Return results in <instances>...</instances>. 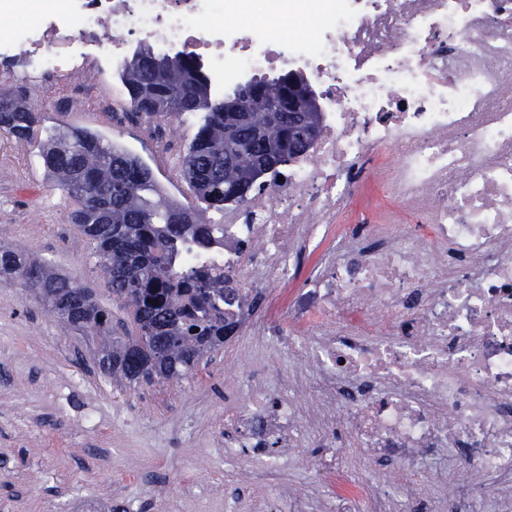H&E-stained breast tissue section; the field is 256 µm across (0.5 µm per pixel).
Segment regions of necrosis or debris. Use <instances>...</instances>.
Returning <instances> with one entry per match:
<instances>
[{
	"mask_svg": "<svg viewBox=\"0 0 512 512\" xmlns=\"http://www.w3.org/2000/svg\"><path fill=\"white\" fill-rule=\"evenodd\" d=\"M3 21L0 61L42 77L144 46L217 83L304 77L314 143L174 258L219 291L251 364L224 455L272 478L282 449L316 444L325 512H453L493 482L512 503V0H0ZM289 286L283 321L262 301ZM272 341L294 394L268 386ZM347 446L402 479L348 478ZM440 458L432 494L419 467Z\"/></svg>",
	"mask_w": 512,
	"mask_h": 512,
	"instance_id": "necrosis-or-debris-1",
	"label": "necrosis or debris"
}]
</instances>
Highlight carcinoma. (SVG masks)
<instances>
[{
  "instance_id": "carcinoma-1",
  "label": "carcinoma",
  "mask_w": 512,
  "mask_h": 512,
  "mask_svg": "<svg viewBox=\"0 0 512 512\" xmlns=\"http://www.w3.org/2000/svg\"><path fill=\"white\" fill-rule=\"evenodd\" d=\"M159 59L142 48L120 76L131 113L153 122L185 112H204L188 145L183 177L214 213L243 196L235 186L248 178L260 157L276 144L282 128L266 111L279 93L276 81L237 87L232 99L254 87L257 100H244L245 119L234 135L224 127V102L210 99L208 79L197 60L183 55L159 73ZM39 115L21 89L0 87V132L20 142H37V157L72 204L71 221L93 247L112 299L129 310L134 329L112 335V309L95 293L40 262L0 245V277L12 275L49 300L54 312L83 335L102 341L98 366L117 381H174L224 346V323L211 317L214 305L189 278L172 268L178 242L190 225L205 238L198 218L159 197L151 168L123 147L103 143L95 131L62 126L39 140Z\"/></svg>"
}]
</instances>
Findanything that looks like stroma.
Masks as SVG:
<instances>
[{"label":"stroma","instance_id":"35a3bbf8","mask_svg":"<svg viewBox=\"0 0 512 512\" xmlns=\"http://www.w3.org/2000/svg\"><path fill=\"white\" fill-rule=\"evenodd\" d=\"M119 73L104 55L46 82L18 61L0 70L41 102V132L61 124L97 131L146 162L169 199L192 201L173 173L202 114L147 135L144 121L112 109L124 91ZM70 213L35 149L0 133V243L93 289L113 322H125ZM96 348L19 280L0 279V512H82L87 502L99 512H266L268 501L297 492L319 512L330 490L313 469L316 449L289 456L273 484L260 462L225 458L219 422L233 393L223 352L178 381L129 388L97 371Z\"/></svg>","mask_w":512,"mask_h":512}]
</instances>
